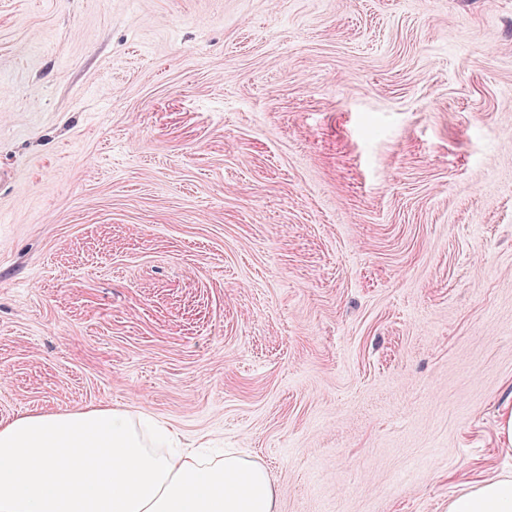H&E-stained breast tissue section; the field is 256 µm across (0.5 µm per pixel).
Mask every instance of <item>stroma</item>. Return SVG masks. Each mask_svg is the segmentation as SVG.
I'll use <instances>...</instances> for the list:
<instances>
[{"instance_id":"stroma-1","label":"stroma","mask_w":512,"mask_h":512,"mask_svg":"<svg viewBox=\"0 0 512 512\" xmlns=\"http://www.w3.org/2000/svg\"><path fill=\"white\" fill-rule=\"evenodd\" d=\"M100 403L279 512L512 472V0H0V419Z\"/></svg>"}]
</instances>
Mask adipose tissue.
<instances>
[{
	"label": "adipose tissue",
	"mask_w": 512,
	"mask_h": 512,
	"mask_svg": "<svg viewBox=\"0 0 512 512\" xmlns=\"http://www.w3.org/2000/svg\"><path fill=\"white\" fill-rule=\"evenodd\" d=\"M179 438L104 404L0 420V512H276L264 467L205 461ZM448 512H512V473L466 482Z\"/></svg>",
	"instance_id": "1"
}]
</instances>
